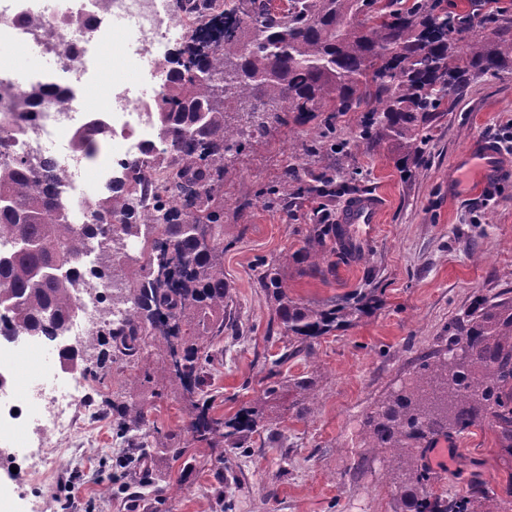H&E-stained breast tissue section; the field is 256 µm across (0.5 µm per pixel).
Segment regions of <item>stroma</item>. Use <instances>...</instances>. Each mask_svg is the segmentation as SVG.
Segmentation results:
<instances>
[{
	"label": "stroma",
	"mask_w": 512,
	"mask_h": 512,
	"mask_svg": "<svg viewBox=\"0 0 512 512\" xmlns=\"http://www.w3.org/2000/svg\"><path fill=\"white\" fill-rule=\"evenodd\" d=\"M130 28L110 27L97 49V72L85 93L91 109L101 108L114 86L132 94H152L154 81L145 62L129 53ZM314 113L305 123L273 129L224 177V277L230 298L224 309V338L216 345L207 384L215 407L233 416L261 394L275 359L291 379L315 383V402L299 416L295 391L270 401L268 427L248 439L247 451L225 454L190 446L173 460L161 453L144 456L135 467L122 465L129 448L115 435L111 418L86 420L84 433L65 439L46 436L56 446L52 466L36 476L0 465V512H404L402 482L383 455L364 444L365 420L378 399L399 387L424 356L445 348L448 325L470 308L474 296L493 298L512 287V178L492 192L449 196L448 170L470 140L480 134L501 138L512 131V71L472 78L466 94L436 113L424 152L401 162L397 142L376 150L345 154L321 150V140L350 139L359 115ZM306 180L334 169L359 192L383 199L373 234L353 225L363 259L338 263L332 273L311 275L292 262L284 270L288 294L304 305L374 294L368 313L350 318L316 340L312 354L286 357L287 337L270 329L272 311L253 266L273 262L300 248L311 224L336 223L346 196L322 198L290 210L266 206L261 193L281 184L288 167ZM19 387L38 381L63 384L50 350L17 356ZM99 405L151 398L150 427L186 441L188 416L173 390L152 397L137 363L117 356L110 377L91 380ZM445 464L430 465L431 491L443 496L469 492L481 479L504 493L512 460L504 459L490 429L445 439Z\"/></svg>",
	"instance_id": "35a3bbf8"
}]
</instances>
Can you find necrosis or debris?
Segmentation results:
<instances>
[{"label": "necrosis or debris", "instance_id": "obj_1", "mask_svg": "<svg viewBox=\"0 0 512 512\" xmlns=\"http://www.w3.org/2000/svg\"><path fill=\"white\" fill-rule=\"evenodd\" d=\"M185 15L183 0H58L49 12L39 0H0V121L21 111L35 115L13 140L0 144V151L30 160L54 159L64 174L59 190L76 223L87 222L98 188L115 179L122 163L141 156L145 146L163 145L145 100L132 98L125 90H113L99 110L83 107L88 60L103 36L104 22H130L128 48L151 60V75L159 81L163 78L159 64L179 31L175 20ZM24 44L36 45L42 55L53 59L54 68L33 66L21 85L3 70L10 50ZM36 88L44 91L37 100L31 97ZM93 122L111 133L112 163L106 167L92 166L74 147L75 135ZM10 359L9 351L0 352L1 410L21 419L35 417L39 434L60 437L78 428L81 416L93 414L94 399L83 377L72 376L60 387L35 384L20 393L8 369Z\"/></svg>", "mask_w": 512, "mask_h": 512}]
</instances>
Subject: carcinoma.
I'll return each instance as SVG.
<instances>
[{"instance_id": "carcinoma-1", "label": "carcinoma", "mask_w": 512, "mask_h": 512, "mask_svg": "<svg viewBox=\"0 0 512 512\" xmlns=\"http://www.w3.org/2000/svg\"><path fill=\"white\" fill-rule=\"evenodd\" d=\"M189 17L193 33L163 63L166 83L153 103L156 130L167 147L125 164L116 186L96 195L90 222L75 224L59 196L63 175L52 159L39 164L0 158V337L35 336L60 347L61 365L80 374H111L104 346L137 359L153 353L188 404L186 432L208 448H241L266 426L261 407L226 419L214 412L204 374L224 337V175L288 113L299 122L325 109L361 113L356 143L374 150L395 140L403 159H417L424 130L477 75L512 70V15L498 9L461 12L448 0H206ZM107 134L89 125L75 145L90 159ZM162 175L152 212H144L147 174ZM289 186L269 187L265 202L346 193L336 175L306 182L290 174ZM103 238L101 264L132 268L112 300L126 305L123 319L75 346L64 340L80 285L68 271L79 266L87 242ZM139 255L127 254L128 242ZM335 256L362 257L342 224H313L295 253L317 268ZM288 257L256 267V279L273 303L272 320L288 337L281 360L312 349L321 336L362 314L375 299L318 306L288 296L281 268ZM160 268L173 273L162 284ZM262 400L276 399L288 378L270 371ZM300 412L310 410L312 381L295 379ZM150 408L119 403L105 408L122 436L142 429ZM489 424L500 450L512 458V297H477L466 319L448 324V344L424 357L409 380L388 394L367 417L365 445L386 454L407 476L409 512H508L505 500L482 483L469 495L440 498L421 448Z\"/></svg>"}]
</instances>
